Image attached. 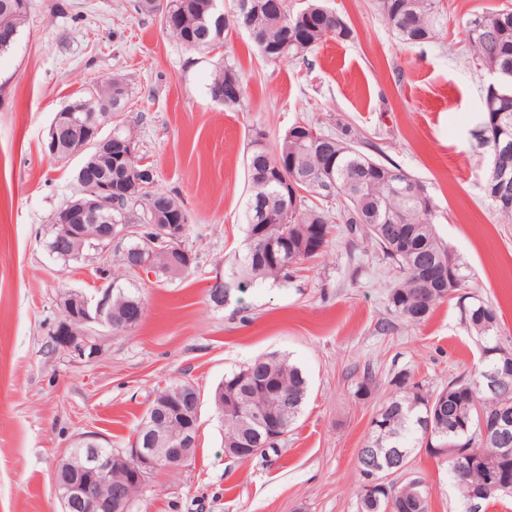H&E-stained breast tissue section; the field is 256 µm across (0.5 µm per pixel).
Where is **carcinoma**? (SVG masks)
<instances>
[{
    "instance_id": "cac0c4a2",
    "label": "carcinoma",
    "mask_w": 512,
    "mask_h": 512,
    "mask_svg": "<svg viewBox=\"0 0 512 512\" xmlns=\"http://www.w3.org/2000/svg\"><path fill=\"white\" fill-rule=\"evenodd\" d=\"M212 0H134L143 15L163 18L161 24L173 40L189 49H206L224 38L228 22H218ZM29 0H0V52L11 49L25 25ZM385 26L402 42L419 45L443 37L441 0H375ZM236 23L255 33L253 44L267 61L286 57L305 58L328 38L349 41L350 25L336 24L334 12L324 0H309L306 11L278 14L264 8V0H234ZM465 49L476 65H490L501 77L499 94L485 103V112L499 127L501 145L508 153L485 175V193L500 224H512V196L503 202L497 188L512 189V9L475 13L465 24ZM238 77L230 65L216 67L208 84L209 96L224 87L226 78ZM88 117L112 121V132L135 139L122 116L129 100L125 82L103 81L81 96ZM334 133L309 122L289 127L274 148L265 145L266 134L254 129L246 155L248 197L244 221L246 237L234 262L224 270V290L244 293L258 280L288 282L298 266L325 255L333 225L362 234L375 245L397 271L388 292L391 313L410 325L425 322L445 300L461 299V317L476 338L480 365L470 373L448 378L428 390L407 372L392 379L393 390L376 412L365 448L359 459L383 476L391 464L402 468L412 452L425 448L448 467L449 476L467 459H484L488 466H473L464 482H453L462 502L486 484L491 475L512 481V458L497 455L500 444L481 436L480 414L512 415V351L500 346L501 315L491 304L465 294L466 267L436 234L435 207L420 181L390 161H382L363 149V136L347 123H337ZM112 181V224H130L138 230L109 245L95 238L78 244L69 254L48 251L63 263L77 261L84 252L104 256L102 273L112 272V316L121 315L130 302L144 303L135 283H125L132 256L150 262L146 273L173 279L197 267V255L183 266L179 250L184 240L165 245L155 242L154 224H187V214L171 193L156 189L153 168L133 155L114 166L97 152L87 153L76 170L80 191L88 194L104 181ZM444 268L438 281L423 282L430 265ZM496 379V391H488V375ZM190 382L176 380L153 392L144 416L169 398L173 388ZM308 382L302 370L277 354L263 355L224 377L215 389L213 404L224 421V447L260 449L264 457L283 442L305 403ZM265 422H257V417ZM357 512H430L425 485L413 478L401 485L388 483L370 495L357 493Z\"/></svg>"
}]
</instances>
